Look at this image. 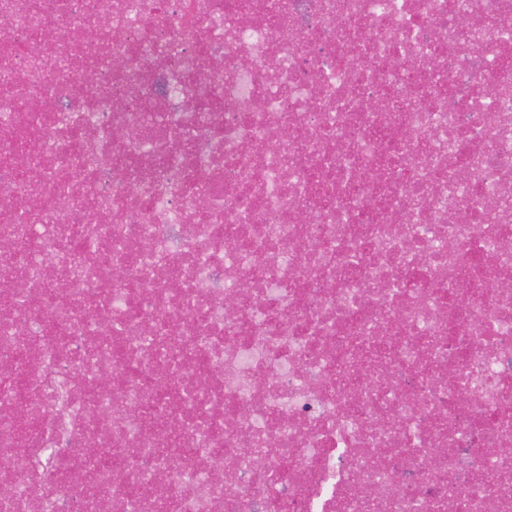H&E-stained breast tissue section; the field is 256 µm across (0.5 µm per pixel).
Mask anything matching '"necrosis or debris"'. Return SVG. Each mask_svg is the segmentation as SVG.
<instances>
[{
  "instance_id": "necrosis-or-debris-1",
  "label": "necrosis or debris",
  "mask_w": 512,
  "mask_h": 512,
  "mask_svg": "<svg viewBox=\"0 0 512 512\" xmlns=\"http://www.w3.org/2000/svg\"><path fill=\"white\" fill-rule=\"evenodd\" d=\"M503 196L512 0H0V512H512Z\"/></svg>"
}]
</instances>
